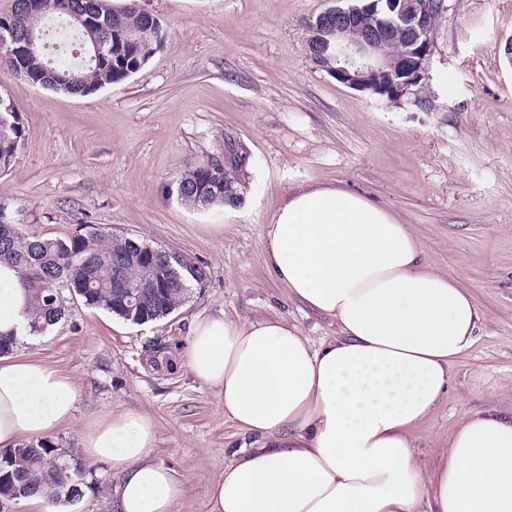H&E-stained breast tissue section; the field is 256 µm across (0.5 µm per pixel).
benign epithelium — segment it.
<instances>
[{
  "instance_id": "obj_1",
  "label": "benign epithelium",
  "mask_w": 512,
  "mask_h": 512,
  "mask_svg": "<svg viewBox=\"0 0 512 512\" xmlns=\"http://www.w3.org/2000/svg\"><path fill=\"white\" fill-rule=\"evenodd\" d=\"M363 2L361 7H331L310 24L309 41H317L311 58L352 89L392 100L413 94L415 103L422 104L416 87L425 79L435 20L444 10V0H386L391 15L382 17L378 0ZM398 28L410 34L407 49L400 55L382 52L381 43ZM408 70L412 77L388 85L389 78Z\"/></svg>"
}]
</instances>
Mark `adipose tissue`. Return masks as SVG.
Listing matches in <instances>:
<instances>
[{
    "mask_svg": "<svg viewBox=\"0 0 512 512\" xmlns=\"http://www.w3.org/2000/svg\"><path fill=\"white\" fill-rule=\"evenodd\" d=\"M291 298L337 323L313 347L282 318L193 322L185 364L253 447L234 451L208 490L209 512H512V416H463L433 469L413 430L448 387L481 313L466 287L422 259L409 225L343 188L292 193L261 234ZM30 296L0 261V335L21 338ZM74 380L0 358V447L53 432L75 411ZM85 455L120 474L117 512H173L185 484L155 463L152 420L103 414Z\"/></svg>",
    "mask_w": 512,
    "mask_h": 512,
    "instance_id": "1",
    "label": "adipose tissue"
}]
</instances>
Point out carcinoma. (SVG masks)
Returning a JSON list of instances; mask_svg holds the SVG:
<instances>
[{"label": "carcinoma", "mask_w": 512, "mask_h": 512, "mask_svg": "<svg viewBox=\"0 0 512 512\" xmlns=\"http://www.w3.org/2000/svg\"><path fill=\"white\" fill-rule=\"evenodd\" d=\"M15 0L12 16L16 32L39 36L35 53L13 55L0 52V75L19 78L42 88L85 94L126 80L149 60L163 39L158 27L150 36L134 39L145 28L136 0L116 8L112 0H35L22 9ZM22 139L17 113L0 110V172L15 159ZM230 149L226 162L209 158L187 168L176 181V193L186 205L206 208L237 206L243 199L238 173L250 159ZM145 243L117 237L102 228L80 225L63 237L47 238L32 225L6 212L0 205V260L13 263L30 293V335H39L66 315L64 294L79 297L89 307L102 308L134 324H145L170 315L206 279L205 271L186 262L175 250H164L147 262ZM121 272L133 287L147 281L145 307L129 308L112 288V278ZM159 357L147 360L157 373H169L175 361L167 348L154 344ZM7 463L0 471L31 474L32 486L25 498L42 496L54 501L83 494L82 470L63 469L51 440H24L7 449Z\"/></svg>", "instance_id": "obj_1"}]
</instances>
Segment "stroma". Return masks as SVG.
<instances>
[{"label": "stroma", "instance_id": "stroma-1", "mask_svg": "<svg viewBox=\"0 0 512 512\" xmlns=\"http://www.w3.org/2000/svg\"><path fill=\"white\" fill-rule=\"evenodd\" d=\"M164 41L125 81L87 94L9 78L0 97L23 130L0 173V204L37 232L63 237L80 224L176 250L207 279L166 318L137 325L81 299L45 334L12 354L42 360L78 388L73 418L50 433L84 472L76 500L57 512H113L119 476L90 461L86 425L133 410L154 422V462L186 485L174 512H208L210 483L234 450L250 444L214 395L183 365L195 318L277 316L313 344L336 323L290 298L267 268L261 232L288 194L336 186L388 209L416 234L433 269L466 285L482 319L434 411L413 431L414 455L433 468L468 413L512 414V0H445L434 29L425 90L381 99L316 66L307 24L337 0H138ZM232 135L249 149L234 208L181 203L174 181L187 166L224 153ZM166 346L168 374L146 364Z\"/></svg>", "mask_w": 512, "mask_h": 512}]
</instances>
